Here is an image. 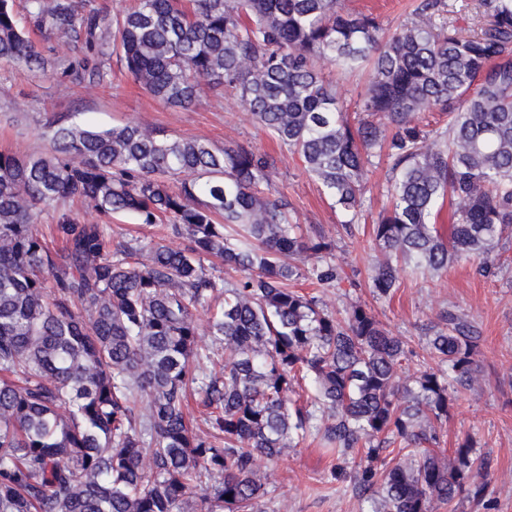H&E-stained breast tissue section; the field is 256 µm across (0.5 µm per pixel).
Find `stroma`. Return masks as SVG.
<instances>
[{
  "label": "stroma",
  "instance_id": "1",
  "mask_svg": "<svg viewBox=\"0 0 512 512\" xmlns=\"http://www.w3.org/2000/svg\"><path fill=\"white\" fill-rule=\"evenodd\" d=\"M205 95L204 104L196 108L165 105L135 85L116 61L104 83L91 89L0 63V152L49 153L47 125L73 119L100 128L135 122L217 149L244 144L274 155L269 198L287 200L293 222L301 225L306 238L330 243V255L341 269L339 286L315 291L325 309L338 313L351 304H364L391 335L405 338L416 349L448 306H456L478 327L477 382L456 394L442 425V447L452 449L458 438L469 434L476 438L478 452L492 460L489 508L463 501L456 512H512V236L501 240L489 272H479L469 260L437 274L404 272L393 298H376L369 281L384 254L371 228L390 203L391 157H373L361 211L349 234L343 214L298 155L280 148L232 92L217 87ZM105 229L116 242L154 240L174 249L188 243L165 225L141 224L131 215L113 216ZM335 466V459L313 439L286 457L261 461L269 482L265 512H361L362 501L351 482L332 478Z\"/></svg>",
  "mask_w": 512,
  "mask_h": 512
}]
</instances>
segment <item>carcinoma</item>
<instances>
[{"mask_svg": "<svg viewBox=\"0 0 512 512\" xmlns=\"http://www.w3.org/2000/svg\"><path fill=\"white\" fill-rule=\"evenodd\" d=\"M441 0H417L385 29L341 0H135L114 13L78 0H0V62L50 66L71 83L101 84L117 58L158 101L198 106L203 87L233 91L347 217L362 207L370 157L392 150L391 204L372 225L385 254L369 287L390 299L398 263L438 273L463 258L479 270L512 227V0H480L475 29L436 28ZM67 53L48 61L30 33ZM364 66L363 117L345 116L333 81ZM448 114L432 146L412 122ZM48 154L0 152V512H261L258 461L287 456L314 434L349 471L363 512H455L485 503L491 461L466 436L446 452L441 427L453 394L470 389L480 331L454 308L426 337L436 363L404 387L415 355L355 303L342 317L296 288L340 281L328 244L306 241L288 202L261 196L273 155L217 150L129 123L48 127ZM457 201L448 234L437 227ZM99 216L82 223L63 208ZM58 210L55 250L40 225ZM169 224L189 244H116L112 215ZM215 257L243 273H207ZM210 316L197 347L195 312ZM222 357L221 374L209 369ZM311 385L296 395V386ZM207 432L186 418L190 391Z\"/></svg>", "mask_w": 512, "mask_h": 512, "instance_id": "cac0c4a2", "label": "carcinoma"}]
</instances>
